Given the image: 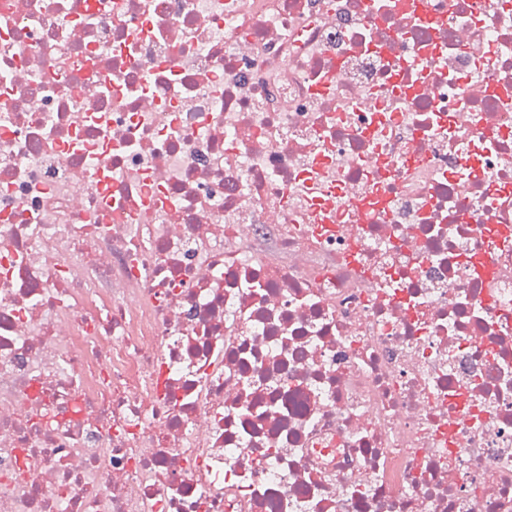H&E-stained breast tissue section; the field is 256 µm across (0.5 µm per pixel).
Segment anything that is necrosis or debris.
<instances>
[{
	"label": "necrosis or debris",
	"mask_w": 512,
	"mask_h": 512,
	"mask_svg": "<svg viewBox=\"0 0 512 512\" xmlns=\"http://www.w3.org/2000/svg\"><path fill=\"white\" fill-rule=\"evenodd\" d=\"M61 500L512 512V0H0V512Z\"/></svg>",
	"instance_id": "1"
}]
</instances>
